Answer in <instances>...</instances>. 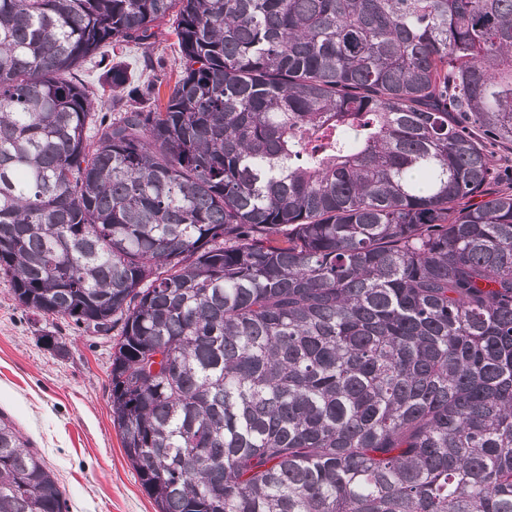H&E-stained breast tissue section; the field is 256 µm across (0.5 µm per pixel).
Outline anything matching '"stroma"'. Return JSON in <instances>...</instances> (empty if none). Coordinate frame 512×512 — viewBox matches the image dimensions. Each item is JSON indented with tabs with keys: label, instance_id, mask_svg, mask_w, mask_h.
Returning <instances> with one entry per match:
<instances>
[{
	"label": "stroma",
	"instance_id": "obj_1",
	"mask_svg": "<svg viewBox=\"0 0 512 512\" xmlns=\"http://www.w3.org/2000/svg\"><path fill=\"white\" fill-rule=\"evenodd\" d=\"M110 338L22 307L0 274V413L56 475L67 512H155L112 422Z\"/></svg>",
	"mask_w": 512,
	"mask_h": 512
}]
</instances>
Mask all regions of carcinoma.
<instances>
[{"mask_svg": "<svg viewBox=\"0 0 512 512\" xmlns=\"http://www.w3.org/2000/svg\"><path fill=\"white\" fill-rule=\"evenodd\" d=\"M169 16L174 84L98 54ZM499 144L512 0H0V273L117 331L156 512H512ZM64 508L0 415V512Z\"/></svg>", "mask_w": 512, "mask_h": 512, "instance_id": "carcinoma-1", "label": "carcinoma"}]
</instances>
